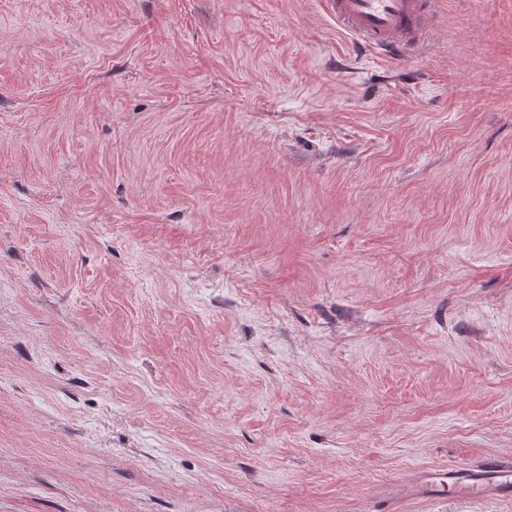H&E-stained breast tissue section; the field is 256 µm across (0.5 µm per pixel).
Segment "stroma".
Returning a JSON list of instances; mask_svg holds the SVG:
<instances>
[{"label":"stroma","mask_w":512,"mask_h":512,"mask_svg":"<svg viewBox=\"0 0 512 512\" xmlns=\"http://www.w3.org/2000/svg\"><path fill=\"white\" fill-rule=\"evenodd\" d=\"M487 456L512 0L406 64L319 0H0V512H378Z\"/></svg>","instance_id":"stroma-1"}]
</instances>
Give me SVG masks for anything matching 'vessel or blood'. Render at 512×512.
Here are the masks:
<instances>
[{"label":"vessel or blood","mask_w":512,"mask_h":512,"mask_svg":"<svg viewBox=\"0 0 512 512\" xmlns=\"http://www.w3.org/2000/svg\"><path fill=\"white\" fill-rule=\"evenodd\" d=\"M438 0H323L337 27L363 45L392 57L415 52L425 41ZM418 489L447 492L454 500H480L487 493L512 495V463L486 459L473 470L436 469L416 480Z\"/></svg>","instance_id":"obj_1"}]
</instances>
